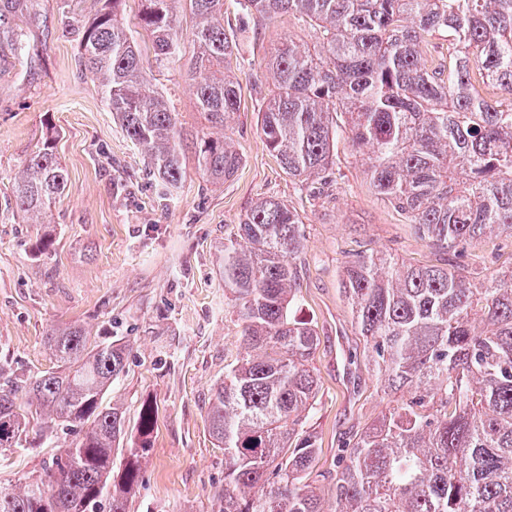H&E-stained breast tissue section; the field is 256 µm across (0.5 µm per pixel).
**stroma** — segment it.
Masks as SVG:
<instances>
[{
	"label": "stroma",
	"mask_w": 512,
	"mask_h": 512,
	"mask_svg": "<svg viewBox=\"0 0 512 512\" xmlns=\"http://www.w3.org/2000/svg\"><path fill=\"white\" fill-rule=\"evenodd\" d=\"M28 53L0 51V370L29 378L49 370L45 340L56 325L78 322L111 333L127 349L110 397L135 426L151 400L157 424L128 512H218L224 452L215 446L206 410L214 384L242 352L220 265L224 240L259 199L290 204L303 221L300 319L320 338L313 365L321 390L310 419L319 438L318 470L332 469L342 441L370 424L388 398L363 361L351 309L340 290L356 252L381 251L411 264L437 265L443 254L421 238L405 215L372 188L365 152L347 136L336 143L331 182L315 195L282 169L257 126L265 105V55L291 37L307 42L291 15L254 22L236 0H224V25L237 39L232 73L240 107L226 130L243 156L236 175L210 184L188 166L170 203L146 174L141 147L123 134L96 82L81 73L74 36L56 0H29ZM138 0H125L118 19L137 32L154 89L187 130L198 112L185 61L156 66L142 31ZM69 176V188L35 224L14 208L21 162L46 137ZM51 238L52 248L35 244ZM485 279L512 266V239L484 238L462 260ZM53 441L0 453V488L39 476Z\"/></svg>",
	"instance_id": "35a3bbf8"
}]
</instances>
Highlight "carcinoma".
Returning a JSON list of instances; mask_svg holds the SVG:
<instances>
[{"instance_id": "1", "label": "carcinoma", "mask_w": 512, "mask_h": 512, "mask_svg": "<svg viewBox=\"0 0 512 512\" xmlns=\"http://www.w3.org/2000/svg\"><path fill=\"white\" fill-rule=\"evenodd\" d=\"M104 0L89 21L68 17L79 65L146 169L167 189L186 175L185 133L152 90L141 52ZM159 64L182 56L176 0H140ZM197 19L190 74L207 125L195 132L196 168L214 185L242 156L224 134L239 110L231 75L234 33L224 0H187ZM27 0H0V40L25 47L5 21ZM262 21L292 14L315 32L313 48L288 38L266 60L269 98L258 114L267 148L306 182L329 172L338 128L367 150L371 185L404 211L415 232L446 252L487 235L512 237V0H240ZM448 60L426 62L430 37ZM68 187L52 139L24 160L17 211L42 219ZM297 211L257 201L224 242L221 274L233 297L244 353L225 366L206 419L224 450L220 512H512V267L476 285L459 264L408 266L382 252L357 254L341 290L363 357L389 406L318 471L308 420L319 393L311 369L319 336L295 318L304 247ZM56 367L0 383V451L24 449L31 422L60 438L44 474L0 489V512H127L156 409L142 404L135 431L107 400L125 348L77 324L52 327ZM122 472L113 477L114 461ZM327 484L330 497L320 485Z\"/></svg>"}]
</instances>
